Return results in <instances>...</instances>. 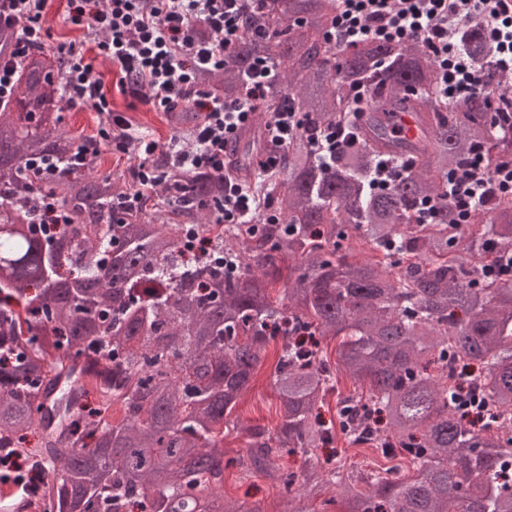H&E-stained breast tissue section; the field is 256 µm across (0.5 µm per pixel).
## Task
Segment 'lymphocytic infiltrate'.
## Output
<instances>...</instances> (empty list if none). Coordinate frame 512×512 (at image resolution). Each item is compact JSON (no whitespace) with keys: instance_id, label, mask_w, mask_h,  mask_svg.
Masks as SVG:
<instances>
[{"instance_id":"lymphocytic-infiltrate-1","label":"lymphocytic infiltrate","mask_w":512,"mask_h":512,"mask_svg":"<svg viewBox=\"0 0 512 512\" xmlns=\"http://www.w3.org/2000/svg\"><path fill=\"white\" fill-rule=\"evenodd\" d=\"M245 0H69L66 23L92 29L95 49L116 69L122 90L143 93L146 104L163 112L182 105L203 116L191 132V147L178 140L167 146L136 131L113 115L110 96L83 46L57 45L69 59L58 86L70 105L91 106L100 116L96 148L134 153L132 179L143 190L162 183L154 165L165 153L176 170L224 171V151L230 140L253 118L265 88L275 73L272 61L256 62L245 78L240 97L228 101L202 90L201 73L222 69L225 55L238 43ZM46 0H0V28L14 31L13 49L0 57V104L11 97L22 62L44 49ZM486 37L490 61L501 75L512 74V11L505 0H338L330 38L343 47L372 39L397 43L421 42L433 60L436 93L443 100L464 101L487 92L485 69L461 48L465 35ZM303 126L301 113H273L266 128L274 144L262 161L266 171L279 164L277 147L286 145ZM512 195V158L490 159L473 150L465 167L448 177V221L463 224L492 194ZM257 200L234 180H226L217 207L219 223L250 224Z\"/></svg>"}]
</instances>
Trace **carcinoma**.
Instances as JSON below:
<instances>
[{
  "instance_id": "carcinoma-1",
  "label": "carcinoma",
  "mask_w": 512,
  "mask_h": 512,
  "mask_svg": "<svg viewBox=\"0 0 512 512\" xmlns=\"http://www.w3.org/2000/svg\"><path fill=\"white\" fill-rule=\"evenodd\" d=\"M335 17L336 0H251L224 68L198 78L232 100L255 60L276 65L261 121L235 148L237 178L259 199L256 231L218 222L211 205L224 177L209 171H171L162 200L124 204L131 182L94 170L98 151L76 157L93 137L62 127L45 52L22 63L0 112V442L36 430L44 512H205L200 500L230 468L277 478L282 512H305L297 501L330 489L347 512H512V485L497 481L500 456L512 455V277L489 275L512 255V197L467 224L448 223L445 199L448 174L471 148L512 156V136L498 134L486 95L439 103L425 48L342 49L328 38ZM465 48L487 64L479 38ZM360 87L383 95L352 128L356 145L322 168L309 139L347 120ZM408 91L421 132L392 140L386 120L406 109ZM287 108L305 114V127L265 173L266 123ZM169 119L183 130L200 114L186 105ZM381 155L408 156L411 171L372 193L368 173ZM48 196L72 218L55 234L29 223ZM424 198L440 209L434 224L416 223ZM267 211L279 222H263ZM190 224L238 264L235 276L185 258ZM316 334L341 337L336 364L308 340ZM272 343L280 421L245 428L246 451L230 456L232 412ZM449 354L456 374L443 365ZM476 368L491 412L473 424L459 399ZM338 370L362 388L337 394L341 433L385 459L398 450L413 475L347 472L317 455L334 436L319 410ZM80 374L112 379L121 419L101 421L103 387L83 384L64 399L59 383ZM91 390L98 398L87 408ZM286 454L301 458L298 471H280Z\"/></svg>"
}]
</instances>
